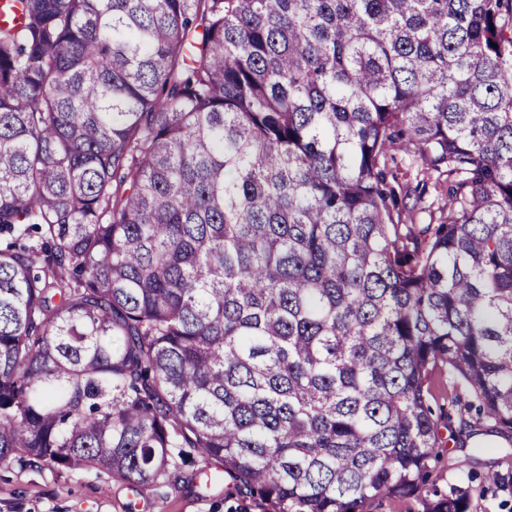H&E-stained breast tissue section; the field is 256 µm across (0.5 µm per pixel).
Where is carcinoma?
<instances>
[{
	"instance_id": "carcinoma-1",
	"label": "carcinoma",
	"mask_w": 512,
	"mask_h": 512,
	"mask_svg": "<svg viewBox=\"0 0 512 512\" xmlns=\"http://www.w3.org/2000/svg\"><path fill=\"white\" fill-rule=\"evenodd\" d=\"M0 25V463L271 512L512 436V0H19ZM448 175L403 224L388 153ZM436 174H432L427 180V190L421 199L416 201L414 195H410L406 200V212L413 216L414 224H436L441 217L440 210L447 201L446 176H442L439 183H436ZM436 183V184H435Z\"/></svg>"
}]
</instances>
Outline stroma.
Masks as SVG:
<instances>
[{
    "label": "stroma",
    "mask_w": 512,
    "mask_h": 512,
    "mask_svg": "<svg viewBox=\"0 0 512 512\" xmlns=\"http://www.w3.org/2000/svg\"><path fill=\"white\" fill-rule=\"evenodd\" d=\"M464 459L478 475L493 471L503 477L499 485L473 488L470 512H512V440L485 431L462 433L457 419H450L440 430L431 482L447 488L457 478L456 463ZM189 469L193 478L143 495L102 473L0 466V512H262L258 501L225 498L223 483L207 478L205 459L194 457Z\"/></svg>",
    "instance_id": "35a3bbf8"
}]
</instances>
